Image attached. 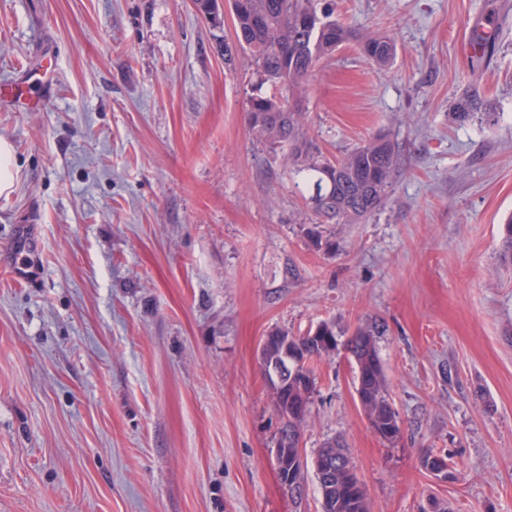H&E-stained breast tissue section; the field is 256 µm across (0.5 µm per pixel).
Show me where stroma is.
I'll list each match as a JSON object with an SVG mask.
<instances>
[{
	"mask_svg": "<svg viewBox=\"0 0 512 512\" xmlns=\"http://www.w3.org/2000/svg\"><path fill=\"white\" fill-rule=\"evenodd\" d=\"M355 31L312 72L327 156L387 135L388 200L313 224L251 135L234 22L191 0H0V108L19 175L0 197V512H321L283 489L258 349L368 324L396 444L370 429L351 353L315 360L302 429L345 441L371 512H512V0H334ZM396 43L384 67L358 35ZM478 93L494 124L450 119ZM38 281L10 274L20 225ZM450 457L455 478L421 465Z\"/></svg>",
	"mask_w": 512,
	"mask_h": 512,
	"instance_id": "obj_1",
	"label": "stroma"
}]
</instances>
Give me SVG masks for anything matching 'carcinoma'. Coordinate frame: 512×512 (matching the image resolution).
<instances>
[{
  "mask_svg": "<svg viewBox=\"0 0 512 512\" xmlns=\"http://www.w3.org/2000/svg\"><path fill=\"white\" fill-rule=\"evenodd\" d=\"M236 29L238 47L250 53L258 81L247 100L246 120L254 137L272 157L281 160L309 187L308 204L322 224H358L370 217L389 197L398 154L391 140L377 136L341 158L325 157L308 136L302 103L307 79L315 67L350 40L348 27L320 7L321 0H227ZM364 56L386 65L393 58L394 42L388 37L360 39ZM272 83L279 91L262 93ZM452 116L459 123L496 121L482 98L462 96ZM501 261L512 264V219L504 224ZM294 347L308 360L331 357L339 349L336 325L324 321L316 332L295 337ZM358 368L356 390L371 430L395 443L401 426L387 397L385 375L376 350L374 333L359 326L346 345ZM316 390L310 366L288 370L287 393L271 396L280 419V447L288 450V470L293 481L304 484L313 465L324 512H370V503L341 440L331 438L312 460L301 459V429ZM455 478L448 458L426 454L422 467L431 472L440 465Z\"/></svg>",
  "mask_w": 512,
  "mask_h": 512,
  "instance_id": "carcinoma-1",
  "label": "carcinoma"
}]
</instances>
